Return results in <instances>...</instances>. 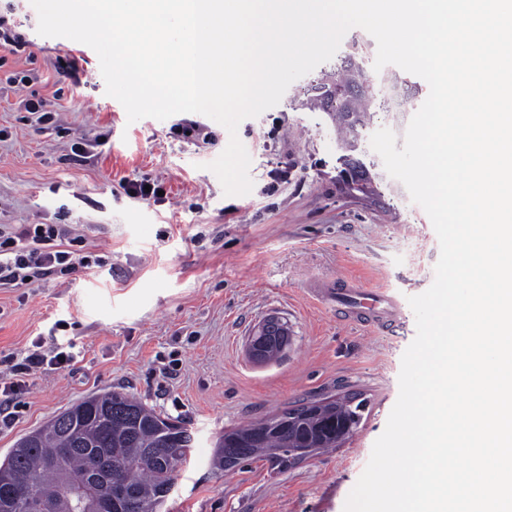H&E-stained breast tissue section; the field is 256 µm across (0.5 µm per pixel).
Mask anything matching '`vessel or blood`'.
I'll return each instance as SVG.
<instances>
[{
    "instance_id": "vessel-or-blood-1",
    "label": "vessel or blood",
    "mask_w": 512,
    "mask_h": 512,
    "mask_svg": "<svg viewBox=\"0 0 512 512\" xmlns=\"http://www.w3.org/2000/svg\"><path fill=\"white\" fill-rule=\"evenodd\" d=\"M317 295L328 303H335L344 317L352 322L382 328L396 317L398 302L390 295L357 285L326 286Z\"/></svg>"
}]
</instances>
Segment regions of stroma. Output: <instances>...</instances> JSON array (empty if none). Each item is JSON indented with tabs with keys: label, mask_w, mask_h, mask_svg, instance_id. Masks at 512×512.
<instances>
[{
	"label": "stroma",
	"mask_w": 512,
	"mask_h": 512,
	"mask_svg": "<svg viewBox=\"0 0 512 512\" xmlns=\"http://www.w3.org/2000/svg\"><path fill=\"white\" fill-rule=\"evenodd\" d=\"M37 25L31 0H0L9 36L0 46V225H73L90 264L0 288V361L37 343L73 355L69 366L27 377L11 424L0 427V461L66 407L119 391L194 436L163 512H344L399 395L402 356L416 336L408 299L430 287L440 255L429 217L387 174L370 138L382 127L403 137L427 83L393 65L374 70L372 36L349 30L340 53L362 43L367 76L416 92L402 111H376L361 132L377 198L341 181L334 124L308 100L332 60L240 123L253 189L228 196L206 168L228 144L222 125L198 113L128 122L105 92L97 53L41 36ZM29 99L44 101L52 120L29 112ZM132 179L159 185L161 198H131L123 184ZM333 279L386 291L400 305L396 323L375 331L316 301L312 288ZM271 315L287 321L293 342L280 361L258 365L245 342ZM340 386L369 402L342 447L280 471L262 461L211 470L224 431Z\"/></svg>",
	"instance_id": "1"
}]
</instances>
